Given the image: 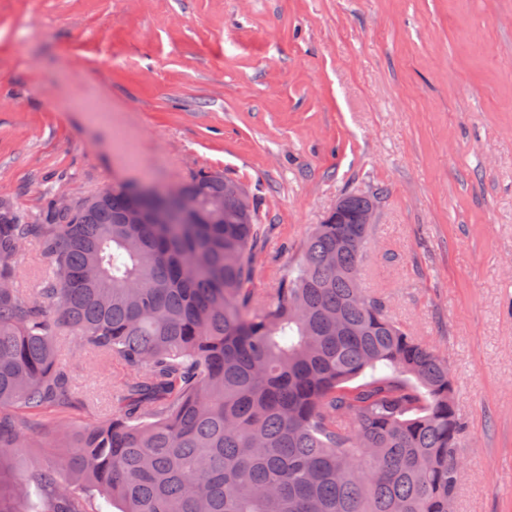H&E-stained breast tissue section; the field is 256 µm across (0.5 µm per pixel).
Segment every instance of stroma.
<instances>
[{"instance_id":"stroma-1","label":"stroma","mask_w":512,"mask_h":512,"mask_svg":"<svg viewBox=\"0 0 512 512\" xmlns=\"http://www.w3.org/2000/svg\"><path fill=\"white\" fill-rule=\"evenodd\" d=\"M512 0H0V199L223 172L253 196L271 299L315 224L376 196L363 286L447 362L466 427L454 512H512ZM72 429L121 361L63 349ZM11 454L53 467L56 414Z\"/></svg>"}]
</instances>
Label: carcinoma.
<instances>
[{"label":"carcinoma","instance_id":"1","mask_svg":"<svg viewBox=\"0 0 512 512\" xmlns=\"http://www.w3.org/2000/svg\"><path fill=\"white\" fill-rule=\"evenodd\" d=\"M230 179L185 182L199 224H129L112 184L41 223L0 215V410L79 403L57 338L119 358L131 379L110 417L70 434L42 475L39 512H451L464 424L447 361L361 287L364 196L314 226L266 304L253 300L255 207ZM51 259L16 286L24 245ZM34 422L0 413V512H26L3 459Z\"/></svg>","mask_w":512,"mask_h":512}]
</instances>
